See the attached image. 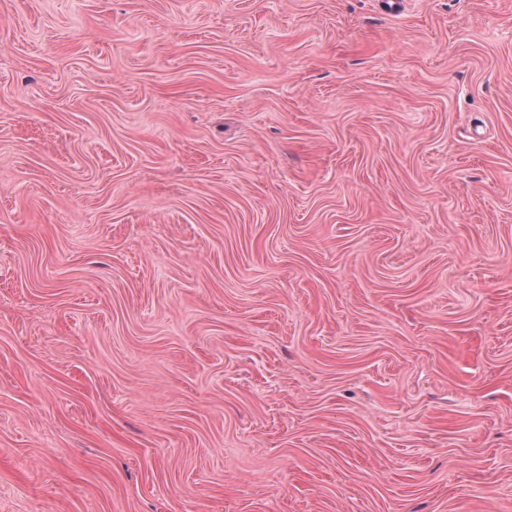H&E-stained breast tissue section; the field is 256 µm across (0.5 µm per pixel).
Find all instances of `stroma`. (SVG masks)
Masks as SVG:
<instances>
[{
  "mask_svg": "<svg viewBox=\"0 0 512 512\" xmlns=\"http://www.w3.org/2000/svg\"><path fill=\"white\" fill-rule=\"evenodd\" d=\"M0 512H512V0H0Z\"/></svg>",
  "mask_w": 512,
  "mask_h": 512,
  "instance_id": "obj_1",
  "label": "stroma"
}]
</instances>
